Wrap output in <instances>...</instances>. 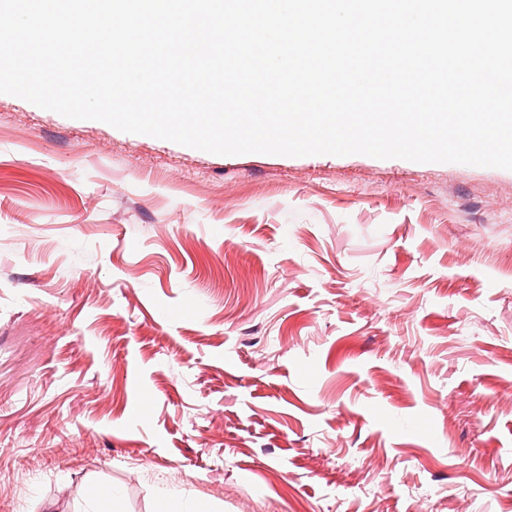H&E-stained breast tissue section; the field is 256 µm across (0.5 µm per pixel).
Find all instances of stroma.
<instances>
[{
    "label": "stroma",
    "instance_id": "stroma-1",
    "mask_svg": "<svg viewBox=\"0 0 512 512\" xmlns=\"http://www.w3.org/2000/svg\"><path fill=\"white\" fill-rule=\"evenodd\" d=\"M93 482L512 512V171L219 156L0 94V512Z\"/></svg>",
    "mask_w": 512,
    "mask_h": 512
}]
</instances>
